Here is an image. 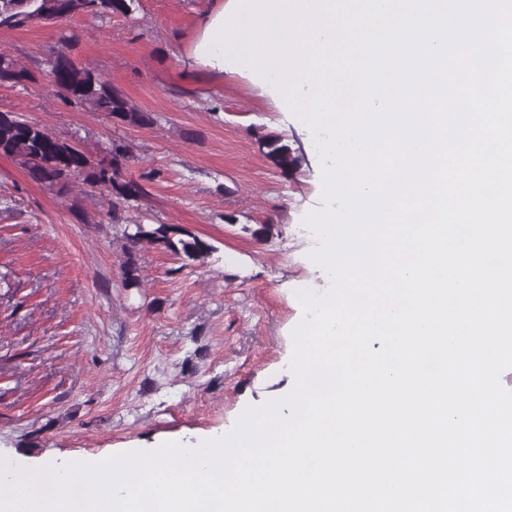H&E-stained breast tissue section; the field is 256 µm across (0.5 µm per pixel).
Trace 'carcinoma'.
Returning <instances> with one entry per match:
<instances>
[{"label":"carcinoma","mask_w":512,"mask_h":512,"mask_svg":"<svg viewBox=\"0 0 512 512\" xmlns=\"http://www.w3.org/2000/svg\"><path fill=\"white\" fill-rule=\"evenodd\" d=\"M136 0H0V30H19L36 22H67L78 16L91 18L133 14ZM56 72V88L72 105L91 112H104L129 126H148L156 121L150 112L138 109L125 94L88 67H78L64 51L56 52L44 62ZM10 74L22 83L32 82L35 75L16 60L0 55V76ZM266 156L286 175L301 165L303 155L275 135L258 136ZM0 155L12 158L33 178L59 189L68 180L80 178L90 191L112 195V223L118 225L126 261L124 280L127 288H140L144 279L135 261V253L143 247L169 252L190 264L207 258L214 247L175 224L128 225L119 215L123 204L139 201L145 188L126 179L131 161L127 147L112 143L111 158L93 163L73 144L52 135L43 125L26 120L12 112H0Z\"/></svg>","instance_id":"cac0c4a2"}]
</instances>
